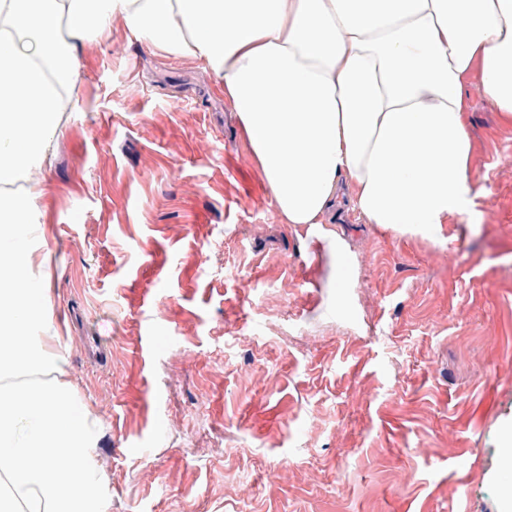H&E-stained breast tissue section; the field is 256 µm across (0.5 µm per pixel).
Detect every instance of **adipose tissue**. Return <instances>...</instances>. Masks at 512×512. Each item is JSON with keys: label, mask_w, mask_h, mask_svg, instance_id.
<instances>
[{"label": "adipose tissue", "mask_w": 512, "mask_h": 512, "mask_svg": "<svg viewBox=\"0 0 512 512\" xmlns=\"http://www.w3.org/2000/svg\"><path fill=\"white\" fill-rule=\"evenodd\" d=\"M122 17L200 63L246 133L284 223L433 235L470 216L464 84L512 117V0H0V493L13 512H108L100 415L72 379L27 172L76 112L78 49Z\"/></svg>", "instance_id": "1"}]
</instances>
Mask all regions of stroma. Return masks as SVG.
<instances>
[{"instance_id":"stroma-1","label":"stroma","mask_w":512,"mask_h":512,"mask_svg":"<svg viewBox=\"0 0 512 512\" xmlns=\"http://www.w3.org/2000/svg\"><path fill=\"white\" fill-rule=\"evenodd\" d=\"M27 175L109 512H500L512 118L478 77L475 212L438 237L283 223L224 95L120 17ZM354 274L336 287L322 235Z\"/></svg>"}]
</instances>
